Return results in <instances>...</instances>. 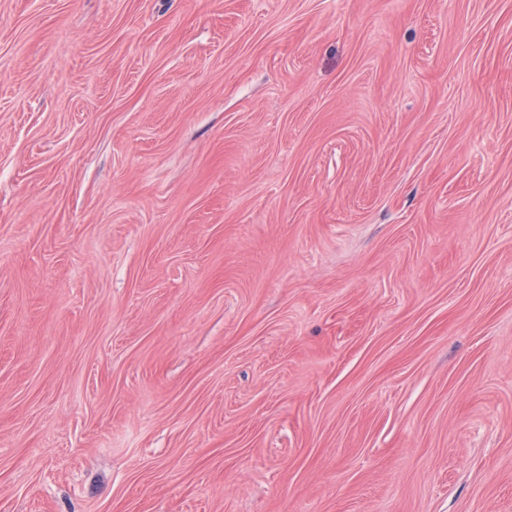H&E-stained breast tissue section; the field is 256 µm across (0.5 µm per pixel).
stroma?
<instances>
[{"instance_id":"stroma-1","label":"stroma","mask_w":512,"mask_h":512,"mask_svg":"<svg viewBox=\"0 0 512 512\" xmlns=\"http://www.w3.org/2000/svg\"><path fill=\"white\" fill-rule=\"evenodd\" d=\"M0 512H512V0H0Z\"/></svg>"}]
</instances>
